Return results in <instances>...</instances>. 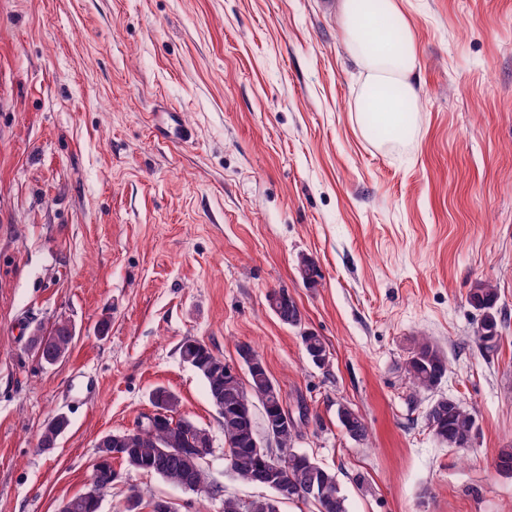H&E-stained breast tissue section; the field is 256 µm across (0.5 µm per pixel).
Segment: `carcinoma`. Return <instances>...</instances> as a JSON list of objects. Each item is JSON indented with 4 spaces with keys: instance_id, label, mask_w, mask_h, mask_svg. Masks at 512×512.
Returning a JSON list of instances; mask_svg holds the SVG:
<instances>
[{
    "instance_id": "1",
    "label": "carcinoma",
    "mask_w": 512,
    "mask_h": 512,
    "mask_svg": "<svg viewBox=\"0 0 512 512\" xmlns=\"http://www.w3.org/2000/svg\"><path fill=\"white\" fill-rule=\"evenodd\" d=\"M499 300L498 288L490 280L479 279L469 288L467 302L478 313H490L491 319L479 323L475 338L480 349L486 354L497 352L502 338V328L505 322L499 318L497 303ZM295 301L288 296L277 303L275 315L288 326H294ZM54 336L43 351L40 361L53 365L69 353L75 332L72 325L59 320L53 324ZM181 357L192 358L199 366L198 373L203 378L211 402L228 400L238 393V388L227 383L224 373L217 372L215 364L224 362V359L216 354L204 343L187 339L180 347ZM404 371L411 383L414 393L431 392L436 386L445 380L448 373V362L444 353L430 340H419L407 358ZM243 393L249 399H257L265 410L266 418H275L280 414L278 401L267 397L262 383L249 374L247 384L243 385ZM162 398L164 409L170 413L168 423L155 425L142 431L140 441L134 448L109 449L111 460L101 463L93 470L92 481L96 485L108 491L114 483L121 479V472L112 465L116 460L124 465L134 459L138 462L137 471L154 474L163 480L177 486L191 485L196 479V469L204 466L206 457L210 454V448L205 444H193L185 448V451L170 450L164 447V443L173 437L171 423L176 419L178 407L177 397L159 389L156 391ZM344 419L341 425L348 431L357 435L358 440L366 439L368 427L358 411L351 407L342 412ZM478 419L477 410L473 407L466 408L462 405L436 419L434 437L443 438V443L451 445L458 450L465 451L471 447V428L473 421ZM297 436L290 429L281 434L278 444L288 450L290 464L284 474V481L288 483V500L297 503L315 501L317 512H348L346 498L342 493L336 474L311 459L308 455L300 453L292 448V443ZM224 455L229 457L227 464L232 466V471L241 480L264 485L268 477L264 455L256 452L249 445L248 432L241 428V420L233 415L224 414ZM323 482L330 485L336 492L333 501H316L308 495V487L313 483ZM223 512H273L270 499H252L249 504L234 496H224Z\"/></svg>"
}]
</instances>
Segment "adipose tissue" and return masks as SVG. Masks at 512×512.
Returning a JSON list of instances; mask_svg holds the SVG:
<instances>
[{"label": "adipose tissue", "mask_w": 512, "mask_h": 512, "mask_svg": "<svg viewBox=\"0 0 512 512\" xmlns=\"http://www.w3.org/2000/svg\"><path fill=\"white\" fill-rule=\"evenodd\" d=\"M339 13L347 51L363 75L356 111L370 117L384 140L406 138L418 109L413 82L418 59L398 0H340Z\"/></svg>", "instance_id": "adipose-tissue-1"}]
</instances>
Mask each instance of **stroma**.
Here are the masks:
<instances>
[{
    "label": "stroma",
    "mask_w": 512,
    "mask_h": 512,
    "mask_svg": "<svg viewBox=\"0 0 512 512\" xmlns=\"http://www.w3.org/2000/svg\"><path fill=\"white\" fill-rule=\"evenodd\" d=\"M338 0H0V512H57L85 492L98 440L135 426L163 388L208 429L211 479L270 496L224 462L222 416L180 355L226 362L252 344L286 406L294 447L335 472L348 512H512V0H399L418 54L420 110L393 144L354 110L359 67ZM181 112L188 141L157 140ZM322 281L307 287L302 256ZM492 280L505 328L475 342L472 281ZM286 289L302 328L269 308ZM65 318L69 355L27 347ZM448 359L440 393L476 408L468 451L440 443L403 363L419 337ZM368 423L351 439L337 410ZM70 424L42 451L45 421ZM189 493L123 470L130 490Z\"/></svg>",
    "instance_id": "stroma-1"
}]
</instances>
